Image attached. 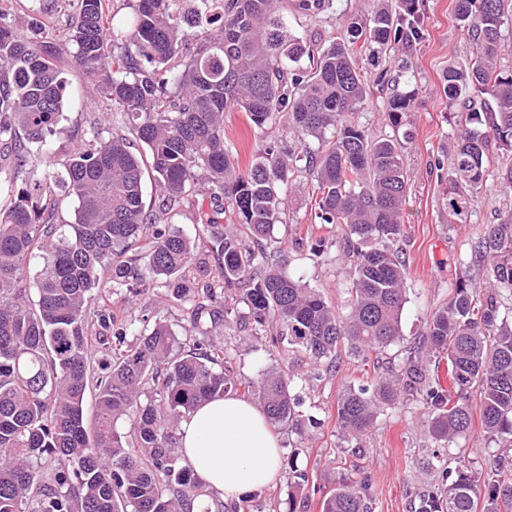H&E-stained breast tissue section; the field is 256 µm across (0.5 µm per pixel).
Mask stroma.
I'll return each mask as SVG.
<instances>
[{
	"label": "stroma",
	"instance_id": "obj_1",
	"mask_svg": "<svg viewBox=\"0 0 512 512\" xmlns=\"http://www.w3.org/2000/svg\"><path fill=\"white\" fill-rule=\"evenodd\" d=\"M452 2L422 0L423 39L382 59L383 66L393 70L402 60L411 61L402 86L417 92L410 114L413 137L406 145L410 182L403 212L407 233L401 242L408 261L407 303L402 336L381 356L387 366L404 365L411 348L423 338L427 317L447 299L461 266H469L474 282H481L482 269L472 255L476 233L512 209V194L491 186L474 198L469 223H449L444 210L455 109L443 93L441 78L449 61H464L468 54ZM372 5L373 0H335L333 12L313 19L292 16L288 25L301 37L317 30L341 33L351 18L367 14ZM4 8L28 40L51 41L74 55V14L68 0H6ZM65 78L68 103L52 137L59 166L66 163L71 149L90 138L94 127H112V104L93 89L83 69L71 66ZM286 271L335 302L342 300L349 284V268L333 245L318 258L306 250L289 251ZM162 294V289H152L144 302L124 304L120 310L131 318L152 310L173 332L183 334L189 326L186 308L163 303ZM222 339L241 376L257 377L283 361L282 351L272 348L265 335L246 337L228 329ZM362 369L360 359L344 354L332 372L304 383L300 391L304 411L316 418V425L277 434L284 455L296 457L298 467L309 474L308 484L299 491L300 512H321L325 496L341 478L367 483L371 512H419L423 499L440 485L443 467L465 462L481 480L497 470L512 469V447L491 441L480 426L448 446L432 440L421 425L424 409L416 400L384 410L362 440L343 439L336 401L345 384L359 382Z\"/></svg>",
	"mask_w": 512,
	"mask_h": 512
}]
</instances>
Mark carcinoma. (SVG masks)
<instances>
[{"instance_id": "obj_1", "label": "carcinoma", "mask_w": 512, "mask_h": 512, "mask_svg": "<svg viewBox=\"0 0 512 512\" xmlns=\"http://www.w3.org/2000/svg\"><path fill=\"white\" fill-rule=\"evenodd\" d=\"M69 2L77 14L74 59L112 101L126 133L93 131L64 173L48 161L32 188L10 185L0 204V512H194L208 500L215 510L202 512H224L182 455L181 422L243 389L257 396L271 426L299 431L302 378L291 365L239 377L212 330L263 331L273 347L306 358L317 377L342 352L366 359L401 337L411 131L378 135L358 114L373 104L375 86L386 91L384 112L398 130L409 123L416 90L401 89L386 69L363 70L356 57L379 60L420 39L418 0H376L345 34L327 38L293 34L288 14L316 17L333 0H193L190 7L137 0L117 22L110 0ZM453 10L470 55L442 75L448 102L463 108L444 206L448 223L465 224L486 185L490 145L512 155V71L499 66L512 0H454ZM66 63L55 43L25 40L0 7V150L20 167L51 153ZM230 109L252 129L246 166L224 142ZM17 127L26 141L4 139ZM279 127L294 144L279 145ZM133 139L145 153L130 150ZM145 170L156 195L148 210ZM300 173L305 206L326 235L298 236L293 246L316 257L329 238L339 246L351 284L336 303L280 265L284 250L273 232L297 203L292 186ZM200 196L209 208L198 205ZM68 198L72 223L61 218ZM184 205L198 207L203 233L172 227ZM214 248L224 250L215 269ZM474 252L484 291L475 294L469 268H460L448 301L426 321L424 357L341 390L342 436L368 435L385 409L412 399L424 406L421 424L437 442L466 436L476 408L489 439L512 442V318L501 312L504 295L512 297V211L486 225ZM33 258L40 268L32 293ZM156 286L166 289L165 300L189 305L185 338L160 319L140 330L109 305H93L108 288L130 299ZM92 322L101 328L99 343L112 347L103 372L93 362ZM442 355L448 388L429 368ZM90 390L97 401L91 434L83 414ZM288 468V512H296L295 490L309 476L292 460ZM442 478L420 512H512V478L495 473L480 484L464 464ZM322 512L370 507L361 484L341 479Z\"/></svg>"}]
</instances>
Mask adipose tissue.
Here are the masks:
<instances>
[{"instance_id": "obj_1", "label": "adipose tissue", "mask_w": 512, "mask_h": 512, "mask_svg": "<svg viewBox=\"0 0 512 512\" xmlns=\"http://www.w3.org/2000/svg\"><path fill=\"white\" fill-rule=\"evenodd\" d=\"M182 453L199 479L231 503L277 479L282 450L263 413L227 395L199 406L180 425Z\"/></svg>"}]
</instances>
